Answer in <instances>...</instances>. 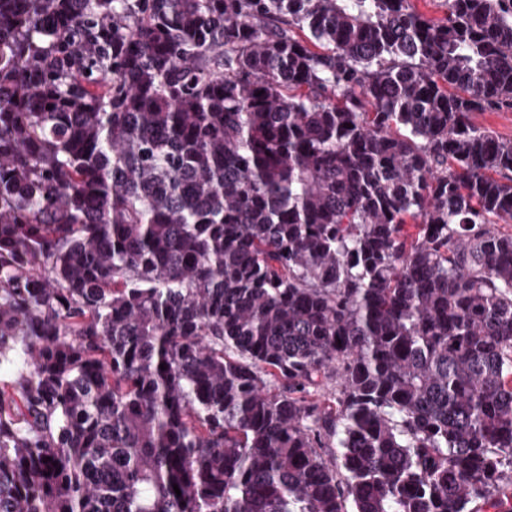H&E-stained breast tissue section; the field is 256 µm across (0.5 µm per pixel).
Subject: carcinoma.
Returning a JSON list of instances; mask_svg holds the SVG:
<instances>
[{
  "instance_id": "obj_1",
  "label": "carcinoma",
  "mask_w": 512,
  "mask_h": 512,
  "mask_svg": "<svg viewBox=\"0 0 512 512\" xmlns=\"http://www.w3.org/2000/svg\"><path fill=\"white\" fill-rule=\"evenodd\" d=\"M443 5L0 0V512H512V0ZM474 122L481 126L488 128L497 135L512 139V111L500 112H476L473 115Z\"/></svg>"
}]
</instances>
